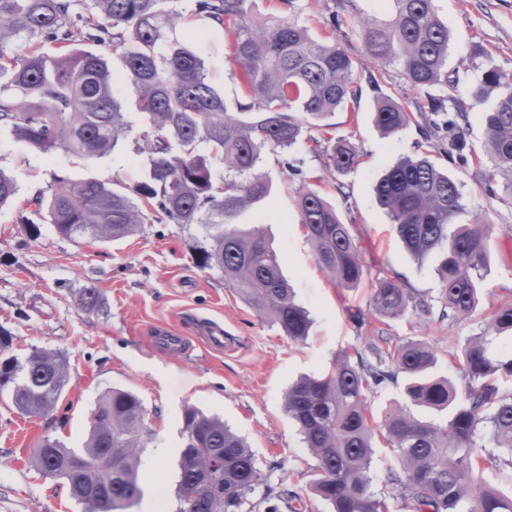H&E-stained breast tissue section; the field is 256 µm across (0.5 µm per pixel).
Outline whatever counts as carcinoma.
Masks as SVG:
<instances>
[{
  "label": "carcinoma",
  "instance_id": "1",
  "mask_svg": "<svg viewBox=\"0 0 512 512\" xmlns=\"http://www.w3.org/2000/svg\"><path fill=\"white\" fill-rule=\"evenodd\" d=\"M338 0L306 4L316 38L299 21L296 0H275L281 15L262 16L255 0H92L96 12L76 10L78 0H0V128L34 150L94 160L111 153L132 132L123 100L114 91L112 63L77 48L81 42L112 47L122 78L138 94L144 118L138 150L147 156L145 179L71 182L56 175L47 189L24 201L21 216L33 235L52 224L74 241L107 242L132 235L144 224L167 219L201 227L207 246L199 262L224 275L261 318L270 317L292 342L312 329L308 311L282 274L280 257L263 230L234 220L272 194L261 171L266 152L298 185L293 198L320 267L348 290L368 274L355 220L344 221L320 191L309 187L306 161L295 147L311 142L321 170L349 173L359 162L346 137H328L329 119L373 94V121L389 137L415 127L428 149L398 159L374 186L375 199L407 252L438 255L441 317H467L482 294L495 225L465 200L459 181L433 156L474 168L489 197L499 179L512 195V74L484 64L471 83L481 112L480 147L469 144L470 111L459 95L464 78L448 68L450 36L434 0H385L378 13H359V46L342 29ZM210 21L224 34L230 60L242 73V101L228 109L210 84L205 62L177 37L188 16ZM51 43L54 52L44 51ZM369 60L373 69L358 73ZM399 66L404 87L388 86L386 66ZM437 88L438 95L427 90ZM205 150H200V146ZM224 164L217 180L212 160ZM18 179L0 169V207L14 205ZM98 289H82L85 313L95 312ZM424 295L401 279L378 277L368 310L351 313L362 327L371 319L433 315ZM512 339V303L500 304L478 336L456 356L458 379L434 372L431 346L421 339L378 334L369 353L341 350L331 368L288 385L283 404L315 461L312 493L330 512H512L505 492L488 474L512 469V355L491 353L493 340ZM13 336L0 331V394L25 417L53 413L70 380L67 356L33 347L22 359L6 355ZM406 378L407 403L377 421L370 405L387 382ZM447 412L435 423L414 409ZM83 445L68 447L45 436L32 456L36 472L61 481L83 512H131L141 489V451L156 440L149 413L135 393L112 388L91 410ZM176 512H279L268 477L248 443L216 415L194 405L182 411ZM394 461L374 487L376 441ZM266 492L253 501L256 490Z\"/></svg>",
  "mask_w": 512,
  "mask_h": 512
}]
</instances>
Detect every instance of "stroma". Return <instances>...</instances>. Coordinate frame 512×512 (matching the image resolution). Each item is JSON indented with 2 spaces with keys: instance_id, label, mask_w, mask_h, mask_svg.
Returning <instances> with one entry per match:
<instances>
[{
  "instance_id": "stroma-1",
  "label": "stroma",
  "mask_w": 512,
  "mask_h": 512,
  "mask_svg": "<svg viewBox=\"0 0 512 512\" xmlns=\"http://www.w3.org/2000/svg\"><path fill=\"white\" fill-rule=\"evenodd\" d=\"M435 9L451 35L449 67L471 71L475 56L484 53L512 72V0H435ZM177 36L204 59L209 80L227 106L235 107L240 73L222 31L193 17ZM334 122L333 136H352L360 162L348 174L323 180L319 190L339 213L353 211L372 273L398 276L405 287L437 297L436 257L411 258L373 194L383 170L414 153L416 130L382 136L367 93L356 111L336 113ZM137 147L131 137L110 155L85 162L61 151L42 155L1 129L0 168L16 174L24 199L47 188L57 174L131 186L145 170ZM262 168L273 181V196L239 221L263 227L298 303L308 310L313 327L300 343L288 340L272 319L256 316L225 287L220 273L200 267L198 226L165 221L143 225L118 241L77 244L51 224L40 225L38 238H30L20 222V206L0 209V327L15 337L13 355L25 356L33 346L60 350L69 357L71 372L53 416L20 417L8 397L0 396V512H82L62 483L37 474L31 452L45 435L81 447L97 399L114 387L141 397L157 433L154 447L142 455V493L133 512H156V484L175 489L182 411L188 404L223 417L247 439L274 491L291 493L289 512H329L309 489L311 475H288L292 469L304 471L310 457L282 396L299 375L322 373L340 350L362 347L364 333L350 311L367 307L370 284L362 282L352 291L334 285L316 262L293 207V187L274 154H266ZM454 175L467 202L481 206L495 226L481 303L462 319H427L413 328L403 317L387 325L397 339L429 342L438 355L436 370L444 375L455 370L450 352L482 332L489 311L512 301V199L487 198L472 171L458 169ZM89 285L100 294V309L91 315L80 303ZM206 322L223 327V348L200 336Z\"/></svg>"
}]
</instances>
